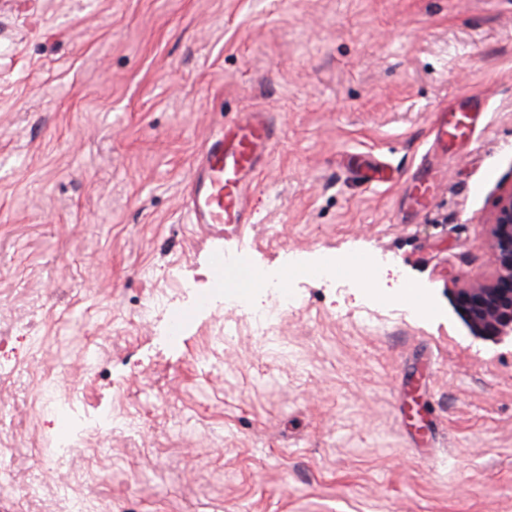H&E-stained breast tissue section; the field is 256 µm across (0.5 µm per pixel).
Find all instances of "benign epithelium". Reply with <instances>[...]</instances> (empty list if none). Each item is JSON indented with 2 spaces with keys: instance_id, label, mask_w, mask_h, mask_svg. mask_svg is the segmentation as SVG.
I'll return each mask as SVG.
<instances>
[{
  "instance_id": "benign-epithelium-1",
  "label": "benign epithelium",
  "mask_w": 512,
  "mask_h": 512,
  "mask_svg": "<svg viewBox=\"0 0 512 512\" xmlns=\"http://www.w3.org/2000/svg\"><path fill=\"white\" fill-rule=\"evenodd\" d=\"M487 280L464 291L478 303L467 310L469 326L479 334L499 338L512 335V185L501 190L492 221L488 224Z\"/></svg>"
}]
</instances>
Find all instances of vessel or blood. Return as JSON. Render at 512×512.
Listing matches in <instances>:
<instances>
[{"label":"vessel or blood","instance_id":"vessel-or-blood-1","mask_svg":"<svg viewBox=\"0 0 512 512\" xmlns=\"http://www.w3.org/2000/svg\"><path fill=\"white\" fill-rule=\"evenodd\" d=\"M473 116L442 112L432 124L439 141L463 137L472 130ZM273 131L265 112L246 113L209 138L191 179L185 186L193 223L237 226L247 223L249 193L268 154Z\"/></svg>","mask_w":512,"mask_h":512}]
</instances>
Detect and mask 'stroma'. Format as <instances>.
Here are the masks:
<instances>
[{"label": "stroma", "instance_id": "1", "mask_svg": "<svg viewBox=\"0 0 512 512\" xmlns=\"http://www.w3.org/2000/svg\"><path fill=\"white\" fill-rule=\"evenodd\" d=\"M249 110L217 239L183 188ZM510 184L512 0H0V512H512V337L458 304ZM223 251L285 276L276 331L200 303ZM273 131L265 112H247L209 138L185 186L194 224H247L249 193L269 153ZM472 122L473 115L469 112L461 113L460 116L451 112H440L433 121L432 131L437 140L446 142L448 135L455 138L464 137L468 132L472 135L475 132Z\"/></svg>", "mask_w": 512, "mask_h": 512}]
</instances>
